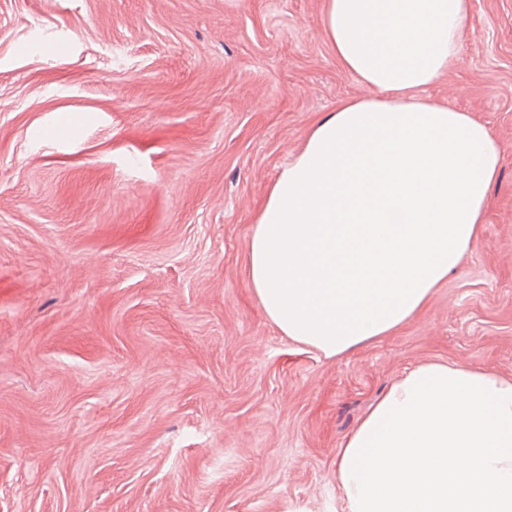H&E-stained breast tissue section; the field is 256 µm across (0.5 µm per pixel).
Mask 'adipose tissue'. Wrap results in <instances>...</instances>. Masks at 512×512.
<instances>
[{
  "label": "adipose tissue",
  "instance_id": "obj_1",
  "mask_svg": "<svg viewBox=\"0 0 512 512\" xmlns=\"http://www.w3.org/2000/svg\"><path fill=\"white\" fill-rule=\"evenodd\" d=\"M471 0H325L321 25L364 97L340 100L270 188L250 288L288 339L332 357L417 315L479 234L508 157L435 103ZM347 512H512V378L407 370L342 443Z\"/></svg>",
  "mask_w": 512,
  "mask_h": 512
}]
</instances>
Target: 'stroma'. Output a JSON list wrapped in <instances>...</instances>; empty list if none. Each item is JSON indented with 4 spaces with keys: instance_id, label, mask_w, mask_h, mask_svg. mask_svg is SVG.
<instances>
[{
    "instance_id": "35a3bbf8",
    "label": "stroma",
    "mask_w": 512,
    "mask_h": 512,
    "mask_svg": "<svg viewBox=\"0 0 512 512\" xmlns=\"http://www.w3.org/2000/svg\"><path fill=\"white\" fill-rule=\"evenodd\" d=\"M323 8L0 0V512H346L340 446L406 369L512 377V157L395 332L327 358L250 288L269 188L369 93ZM426 94L512 149V0H472Z\"/></svg>"
}]
</instances>
